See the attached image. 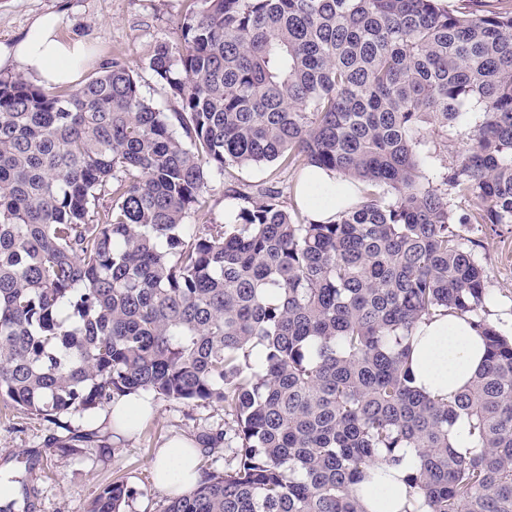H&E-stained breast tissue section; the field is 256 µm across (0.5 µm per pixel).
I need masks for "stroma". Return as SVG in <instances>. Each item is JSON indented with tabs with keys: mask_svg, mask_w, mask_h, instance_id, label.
Segmentation results:
<instances>
[{
	"mask_svg": "<svg viewBox=\"0 0 512 512\" xmlns=\"http://www.w3.org/2000/svg\"><path fill=\"white\" fill-rule=\"evenodd\" d=\"M185 5V0H0V43L21 38L36 16L56 13L61 37L83 43L87 51L78 82L119 55L126 58L142 96L159 111L175 112L179 104L156 80L149 59L158 43L175 42ZM274 180L286 191V206L294 207L291 191L298 180L293 172L268 164L214 174L206 193L208 219L223 222L238 207L229 196L231 187ZM460 233L478 243L476 255L490 293L488 321L512 335V229L464 224ZM153 403L154 416L130 435L112 432L100 408L63 416L56 424L35 415L0 414V483L23 480L33 494L34 512H87L105 486L120 481L133 492L124 512H164L169 497L155 487L151 473L158 449L172 437H186L200 450V468L223 473L232 451L208 449L207 441L233 429L234 419L215 403L159 397Z\"/></svg>",
	"mask_w": 512,
	"mask_h": 512,
	"instance_id": "stroma-1",
	"label": "stroma"
}]
</instances>
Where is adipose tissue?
Here are the masks:
<instances>
[{"label":"adipose tissue","instance_id":"1","mask_svg":"<svg viewBox=\"0 0 512 512\" xmlns=\"http://www.w3.org/2000/svg\"><path fill=\"white\" fill-rule=\"evenodd\" d=\"M59 18L54 14L38 16L21 40L0 47V68L17 66L39 84L74 83L77 67L85 56V47L77 41H64L57 35ZM336 189L335 201L317 210L316 219L328 220L353 201L355 190L336 174L316 171L302 186L303 195L318 193L321 187ZM485 358L483 340L458 314L448 312L420 325L413 340L410 370L415 387L430 395L448 394L463 387L480 370ZM154 413L148 396L132 394L112 406V429L128 435ZM400 465L376 469L372 482L361 483L357 493L368 512H409L412 500L404 483L416 460L414 449L402 451ZM157 488L173 495L193 489L201 479L198 449L184 437L171 438L159 449L153 464Z\"/></svg>","mask_w":512,"mask_h":512}]
</instances>
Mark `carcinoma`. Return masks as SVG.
<instances>
[{
    "label": "carcinoma",
    "instance_id": "cac0c4a2",
    "mask_svg": "<svg viewBox=\"0 0 512 512\" xmlns=\"http://www.w3.org/2000/svg\"><path fill=\"white\" fill-rule=\"evenodd\" d=\"M187 2L149 61L179 112L119 56L65 94L0 75V402L54 424L139 391L224 405L234 463L164 512H367L355 486L403 448L426 512H512V336L481 315L457 228L512 224V6ZM267 163L359 200L316 222L314 202L240 189L205 219L213 172ZM449 310L488 359L423 395L413 336ZM129 496L114 482L89 512Z\"/></svg>",
    "mask_w": 512,
    "mask_h": 512
}]
</instances>
